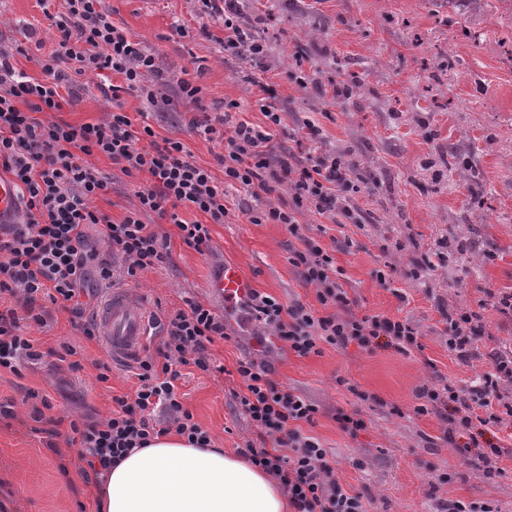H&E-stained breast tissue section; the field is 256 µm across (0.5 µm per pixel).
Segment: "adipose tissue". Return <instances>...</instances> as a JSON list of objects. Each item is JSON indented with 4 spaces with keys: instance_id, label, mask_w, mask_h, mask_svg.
I'll list each match as a JSON object with an SVG mask.
<instances>
[{
    "instance_id": "obj_1",
    "label": "adipose tissue",
    "mask_w": 512,
    "mask_h": 512,
    "mask_svg": "<svg viewBox=\"0 0 512 512\" xmlns=\"http://www.w3.org/2000/svg\"><path fill=\"white\" fill-rule=\"evenodd\" d=\"M102 512H288L282 489L262 469L220 448L175 434L133 449L102 476Z\"/></svg>"
}]
</instances>
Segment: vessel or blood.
Masks as SVG:
<instances>
[{
  "mask_svg": "<svg viewBox=\"0 0 512 512\" xmlns=\"http://www.w3.org/2000/svg\"><path fill=\"white\" fill-rule=\"evenodd\" d=\"M20 217L14 183L0 177V224L16 223ZM215 287L224 296L242 297L251 284L238 267L228 266ZM96 321L102 344L113 359L127 363L140 354L147 333V318L125 291L115 289L105 297L97 310Z\"/></svg>",
  "mask_w": 512,
  "mask_h": 512,
  "instance_id": "obj_1",
  "label": "vessel or blood"
}]
</instances>
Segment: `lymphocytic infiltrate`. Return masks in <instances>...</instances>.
<instances>
[{"instance_id": "obj_1", "label": "lymphocytic infiltrate", "mask_w": 512, "mask_h": 512, "mask_svg": "<svg viewBox=\"0 0 512 512\" xmlns=\"http://www.w3.org/2000/svg\"><path fill=\"white\" fill-rule=\"evenodd\" d=\"M64 2V10L50 17L55 47L39 59L40 77L18 71L15 59L23 54L22 45H0V171L11 175L25 205L24 222L0 232V297L13 300L0 308V370L14 373L23 359L38 358L23 324L46 323V300L69 310L72 327L86 339H96V325L84 317L86 273L95 269L110 285L115 277L133 280L167 263L170 254L150 218L176 224L185 244L209 252L211 225L224 223L230 213L224 192L228 183L240 185L254 199L286 187L287 195L278 203L251 206L244 214L252 224L287 228L297 241L288 263L304 284L315 286L323 309L318 315L301 302L284 304L253 289L238 302L244 320L263 323L270 335L303 358L321 355L327 345L342 349L354 343L368 350L382 337L404 352L418 348V331L410 321L355 312L334 254L300 222L308 210L340 228L365 222L353 203L360 187L342 155L303 149L323 138L317 119L298 122L296 144L303 152L296 160L280 154L274 143L287 120L275 103L274 85L261 87L263 123L242 118L232 101L222 114L192 119L194 128L224 144L218 157L224 180L216 182L209 169L189 160L181 141L157 139L152 127L137 124L121 101L122 94L132 92L144 111L169 110L171 99L157 88L162 75L155 53L113 23L103 0ZM200 2L204 15L222 21L225 52L258 60L268 56V44L240 21L239 0ZM91 74L99 79L97 91L112 103L106 118L78 125L52 120V113L79 100ZM116 75L121 84L113 83ZM95 156L106 157L126 176L145 179L121 221H112L94 204L111 187L92 164ZM181 206L201 213V220L180 219ZM90 225L97 226L106 254L90 248ZM439 316L450 350L457 359L469 360L466 338L480 328L482 313L443 308ZM157 325L166 339L156 354L137 359L133 395L116 397V410L104 420L70 426L80 438L78 457L89 466L108 469L151 438L171 432L199 448L211 443L209 432L175 393L174 383L179 366L210 370L208 348L215 339L226 338L224 318L193 303ZM236 372L243 384L236 399L260 438L259 447L246 448L244 454L287 493L294 512H367L362 495L337 482L326 448L305 431L318 406L277 383L265 363L245 357ZM505 381H512V359L493 360L491 370L472 380L468 392L447 383L423 386L416 394L417 411L444 414L452 439L487 429L499 420Z\"/></svg>"}]
</instances>
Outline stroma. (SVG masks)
Masks as SVG:
<instances>
[{
	"instance_id": "obj_1",
	"label": "stroma",
	"mask_w": 512,
	"mask_h": 512,
	"mask_svg": "<svg viewBox=\"0 0 512 512\" xmlns=\"http://www.w3.org/2000/svg\"><path fill=\"white\" fill-rule=\"evenodd\" d=\"M116 24L155 52L173 97L181 79L202 89L199 104L174 101L170 111L147 117L157 137L175 138L191 161L223 180L217 157L223 142L208 140L190 121L200 111L220 112L237 102L247 120L259 123L261 84H274L278 105L289 117L322 116L323 147L341 151L366 182L356 194L364 228L330 230L322 239L333 247L336 265L357 314L409 320L419 331L421 349L403 353L387 342L365 350L357 345L324 347L322 355L298 357L287 348L262 351L263 325L241 323L213 288L225 266H237L253 287L282 302L293 299L318 309L314 287L304 285L288 263L293 243L281 224H252L240 212L210 227L211 249L198 253L175 225L158 231L170 263L144 272L125 290L145 313L172 314L197 302L223 314L228 336L210 346L213 369L180 367L176 391L184 406L211 435L215 446L239 451L257 442V430L235 398L241 389L236 363L252 357L271 364L278 382L319 407L308 434L316 436L335 462L337 481L361 493L368 512H440L453 501H480L495 512H512V417L496 434L503 476L472 466L477 449L460 454L446 440L448 424L418 414L416 392L449 380L466 386L490 367V356L512 343V319L483 310L480 358L462 362L448 350L437 312L451 306L477 309L487 290L512 289V0H484L481 10L448 19V0H276L271 21L257 23L264 0H242L243 20L273 47L263 69L251 68L224 51V27L207 20L199 0H104ZM37 0H0V44H24L18 66L39 76L35 63L54 49L46 11ZM185 26V37L173 35ZM207 35H200V26ZM303 63H296V53ZM453 55L456 68L432 78L434 62ZM302 66L306 85L286 82L284 74ZM358 76L363 93L337 94L347 75ZM459 152L453 171L439 168L448 149ZM94 165L112 179L96 206L121 221L133 200V178L107 158ZM473 237L478 250L452 264H438L414 280L405 272L440 252L449 231ZM352 245H345V238ZM494 253L486 261L485 253ZM391 265L392 287H380L374 270ZM46 326H31L41 358L23 363L18 373L0 375V512H97L95 481L86 479L69 437L70 421L109 417L117 396L132 394L135 380L125 366L70 324V315L48 305ZM75 347L82 367L58 363L63 345ZM111 364L108 382L97 379V365ZM377 396L360 403L358 392ZM45 418L58 423L56 435L41 432L31 418L39 398ZM361 408L367 427L343 432L336 410ZM444 470L451 481H438Z\"/></svg>"
}]
</instances>
